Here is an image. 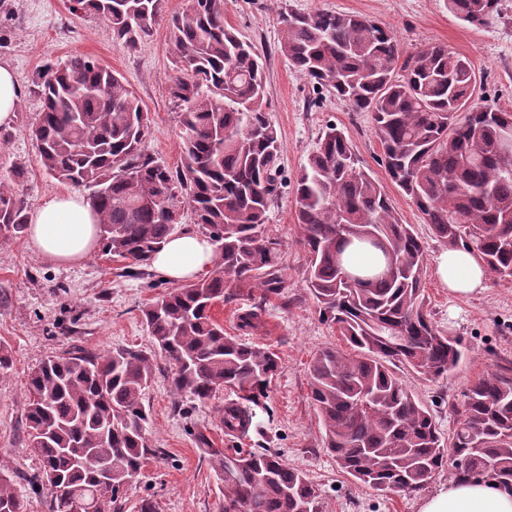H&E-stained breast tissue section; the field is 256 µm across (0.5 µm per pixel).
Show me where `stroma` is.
<instances>
[{
	"instance_id": "1",
	"label": "stroma",
	"mask_w": 512,
	"mask_h": 512,
	"mask_svg": "<svg viewBox=\"0 0 512 512\" xmlns=\"http://www.w3.org/2000/svg\"><path fill=\"white\" fill-rule=\"evenodd\" d=\"M279 2L224 0V21L260 51L271 118L281 134L280 163L288 185L269 210L268 229L284 244V290L269 298L258 330L239 327V314L252 305L248 297L216 304L212 314L225 335L275 350L281 369L266 399L255 407L247 435L234 438L225 434L219 414L225 404L236 401V394L223 390L204 402L178 398L170 388L172 364L157 358L143 398L150 419L148 438L157 453L127 485L123 512H135L147 497L156 501L158 512H224V485L204 452L208 446L280 452L288 466L302 470L318 489L323 512H419L424 495L447 483L446 474L439 473L423 493H382L340 470L323 446L324 427L311 401L309 364L319 350L342 346L343 340L322 321L306 286L308 261L298 239L291 183L328 124L345 132L360 167L384 186L402 223L414 225L428 262L425 308L441 330L461 337L467 348L466 358L449 376L428 380L398 363L391 367L395 376L430 408L447 434L453 428L451 408L463 401L471 382L504 360L512 361V277L489 281L478 296H449L434 268L446 245L391 182L380 161L370 113L352 111L328 90L313 89L281 52ZM287 2L302 12L328 9L377 20L394 33L405 55L429 44L447 45L474 68L473 105L512 111V0H502L499 15L477 27L451 13L448 0ZM69 5V0H0V62L12 66L21 85L16 120L7 143L0 146V180L14 167H23L18 193L32 211L50 195L68 189L45 174L30 133L41 106L31 79L45 64L81 54L111 69L149 114L146 151L172 168L182 159L178 109L169 94L174 71L165 20L131 49L113 41L100 16L71 12ZM123 266L121 258L99 251L82 263L61 266L30 250L25 238L0 241V346L12 357L7 376L0 378V463L8 465L14 478L38 465L27 446L25 427L32 368L76 345L94 351L150 348L141 310L172 284L155 273L124 276Z\"/></svg>"
}]
</instances>
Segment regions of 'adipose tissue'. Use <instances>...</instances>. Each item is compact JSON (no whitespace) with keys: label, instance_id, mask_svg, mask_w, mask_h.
<instances>
[{"label":"adipose tissue","instance_id":"1","mask_svg":"<svg viewBox=\"0 0 512 512\" xmlns=\"http://www.w3.org/2000/svg\"><path fill=\"white\" fill-rule=\"evenodd\" d=\"M98 213L77 193H56L29 220L30 250L56 264L86 260L98 245ZM214 249L204 236L188 231L173 236L152 260L166 280L183 282L203 276L213 266ZM437 274L450 293L467 297L485 290L488 276L474 255L448 249L437 259ZM419 512H512V494L483 480L448 481L425 498Z\"/></svg>","mask_w":512,"mask_h":512}]
</instances>
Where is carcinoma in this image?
Masks as SVG:
<instances>
[{"mask_svg":"<svg viewBox=\"0 0 512 512\" xmlns=\"http://www.w3.org/2000/svg\"><path fill=\"white\" fill-rule=\"evenodd\" d=\"M163 0H72L101 16L129 48L149 35ZM500 0H448L472 25ZM281 52L316 88L372 115L391 180L450 248H466L488 273L512 277V112L471 108L470 63L442 44L401 58L388 28L330 10L279 12ZM179 109L181 165L171 169L143 147L139 100L120 77L73 55L48 63L33 81L42 108L31 137L42 168L83 186L100 214L102 252L147 275L153 255L181 230V208L215 246L210 274L186 281L143 309L153 349L97 353L80 347L31 369L25 424L41 467L28 484L45 486L48 512H122V492L157 449L147 444L143 392L161 355L175 366L171 390L198 401L233 389L254 404L280 368L273 350L224 335L211 316L219 302L261 289L239 316L261 326L263 305L283 289L281 242L268 211L278 198L280 133L269 115L262 57L224 24V0H192L168 22ZM299 242L309 256L307 287L323 320L348 348H325L310 365L311 399L337 465L381 492L421 491L439 472L485 479L512 492V362L479 376L451 408L443 437L429 408L389 369L400 363L443 377L466 354L423 310L424 250L401 223L384 187L330 126L294 182ZM27 206L0 181V239L22 236ZM395 264L388 275L378 256ZM253 412L224 405L227 434L248 432ZM224 483V512H322L320 495L280 453L209 448ZM0 512H23L20 491L0 471Z\"/></svg>","mask_w":512,"mask_h":512,"instance_id":"1","label":"carcinoma"}]
</instances>
